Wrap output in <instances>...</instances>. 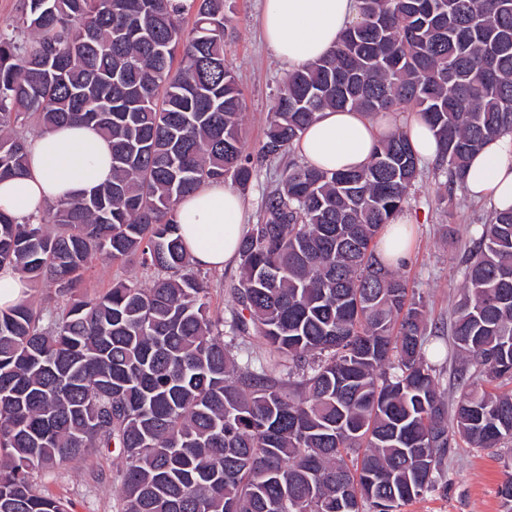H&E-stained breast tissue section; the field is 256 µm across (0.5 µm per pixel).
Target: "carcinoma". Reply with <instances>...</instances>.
<instances>
[{"label": "carcinoma", "mask_w": 512, "mask_h": 512, "mask_svg": "<svg viewBox=\"0 0 512 512\" xmlns=\"http://www.w3.org/2000/svg\"><path fill=\"white\" fill-rule=\"evenodd\" d=\"M358 9L278 89L254 155L224 0H25L0 20V180L27 174L32 125L112 142L111 182L23 223L0 211V268L56 291L0 311V512H67L34 475L111 447L121 512H341V485L356 512L380 497L400 512L439 487L457 437L512 443V208L489 211L462 259L452 342L473 370L450 406L423 305L375 252L422 172L405 135L361 169L288 165L242 237L226 319L179 234L181 199L210 181L246 191L324 109L419 112L445 204L486 141L512 133V0ZM95 256L152 284L89 296Z\"/></svg>", "instance_id": "carcinoma-1"}]
</instances>
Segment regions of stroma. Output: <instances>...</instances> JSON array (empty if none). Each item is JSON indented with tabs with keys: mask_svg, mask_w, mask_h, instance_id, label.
<instances>
[{
	"mask_svg": "<svg viewBox=\"0 0 512 512\" xmlns=\"http://www.w3.org/2000/svg\"><path fill=\"white\" fill-rule=\"evenodd\" d=\"M261 0H224L227 18L226 62L237 75L243 93V143L257 152L264 139L273 98L289 71L266 46L260 31ZM445 175L433 164L409 194L403 210L412 224L411 254L399 266L409 288L420 296L429 324L439 335L427 346L433 363L453 371L456 360L448 342L454 306L463 296L461 260L477 237L476 224L490 210L455 190L454 204L441 208ZM123 460L117 449L105 450L91 461L39 475L37 488L60 499L70 512H120L117 487ZM512 473V445L471 448L458 444L448 457L446 486L402 506L401 512H507L499 494Z\"/></svg>",
	"mask_w": 512,
	"mask_h": 512,
	"instance_id": "1",
	"label": "stroma"
}]
</instances>
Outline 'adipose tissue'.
Listing matches in <instances>:
<instances>
[{
	"label": "adipose tissue",
	"instance_id": "1",
	"mask_svg": "<svg viewBox=\"0 0 512 512\" xmlns=\"http://www.w3.org/2000/svg\"><path fill=\"white\" fill-rule=\"evenodd\" d=\"M357 13L356 0H263L261 25L269 48L292 69L334 49ZM398 132L408 137L421 161H437L438 141L416 113L327 109L293 148L320 169H358L381 139ZM27 154V174L0 181V211L15 217L39 213L62 198L80 197L112 179L110 143L84 125H62L30 138ZM464 189L496 210L512 208V134L487 141L472 157ZM245 207L244 198L220 182L206 183L179 201L180 234L196 265L220 269L237 259Z\"/></svg>",
	"mask_w": 512,
	"mask_h": 512
}]
</instances>
